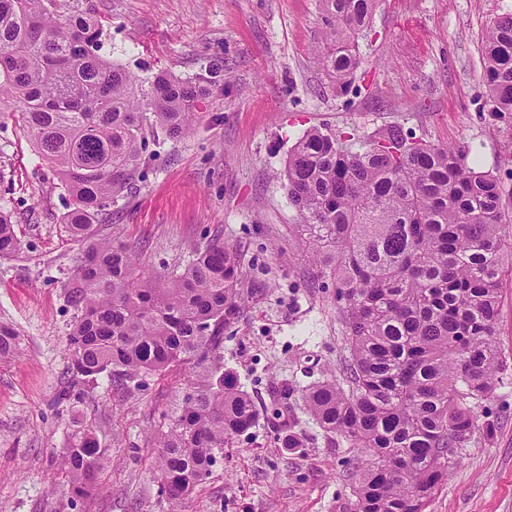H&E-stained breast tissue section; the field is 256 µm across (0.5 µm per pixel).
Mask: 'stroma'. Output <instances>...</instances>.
<instances>
[{
	"mask_svg": "<svg viewBox=\"0 0 512 512\" xmlns=\"http://www.w3.org/2000/svg\"><path fill=\"white\" fill-rule=\"evenodd\" d=\"M86 11L105 33L102 55L141 76L208 79L193 133L160 138L131 192L116 197L112 236L145 269L166 276L215 238L244 252L253 294L224 334V366L260 415L224 447L185 500L159 493L156 457L165 417L187 390L172 371L127 392L108 377L58 402L68 380L74 311L65 298L80 246L62 216L71 202L50 165L0 105V207L22 247L0 259V323L17 333L0 363V512H343L355 449L329 439L293 397L299 448L282 447L277 392L335 379L345 354L336 285L321 278L288 227L297 214L279 174L307 130L359 148L393 127L409 141L456 144L498 177L512 212V121L492 110L481 40L512 0H379L356 38L359 65L345 83L321 68V0H57ZM497 321L508 369L495 392L491 442L463 449L425 512H512V277ZM102 429L112 462L101 488L69 508L59 461L71 435Z\"/></svg>",
	"mask_w": 512,
	"mask_h": 512,
	"instance_id": "35a3bbf8",
	"label": "stroma"
}]
</instances>
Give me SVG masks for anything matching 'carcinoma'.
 Segmentation results:
<instances>
[{
	"instance_id": "1",
	"label": "carcinoma",
	"mask_w": 512,
	"mask_h": 512,
	"mask_svg": "<svg viewBox=\"0 0 512 512\" xmlns=\"http://www.w3.org/2000/svg\"><path fill=\"white\" fill-rule=\"evenodd\" d=\"M376 4L323 0L319 61L330 77L357 67L355 35ZM103 35L82 13L60 20L56 0H0V100L13 104L60 175L72 199L63 224L81 244L67 290L69 380L58 401L104 374L130 390L147 375L184 370L190 387L157 455L161 493L179 502L259 416L224 372V331L242 316L249 290L241 254L217 239L159 282L100 231L155 134H189L206 94L105 59ZM482 59L493 111L511 114L512 16L488 26ZM283 181L298 216L289 231L336 283L346 332V385L319 382L301 398L324 432L360 452L348 512H424L459 449L495 431L476 410L506 368L495 325L512 224L498 178L468 164L463 147L410 143L398 128L355 152L312 128L292 147ZM19 250L12 217L0 209V258ZM15 347L16 332L0 324V361ZM111 458L96 432L72 434L61 456L72 499L89 496Z\"/></svg>"
}]
</instances>
